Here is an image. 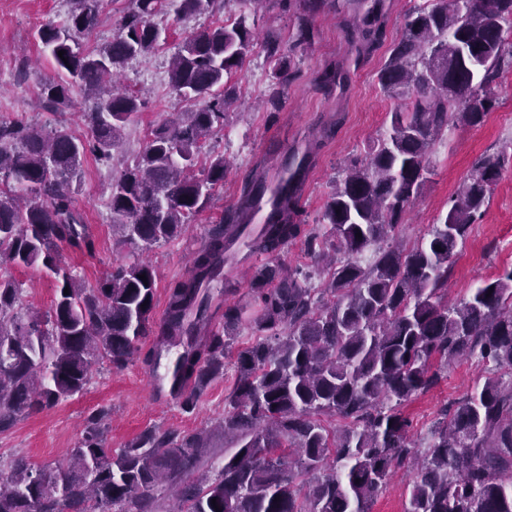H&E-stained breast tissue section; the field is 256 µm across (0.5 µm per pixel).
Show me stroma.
Listing matches in <instances>:
<instances>
[{
  "instance_id": "35a3bbf8",
  "label": "stroma",
  "mask_w": 512,
  "mask_h": 512,
  "mask_svg": "<svg viewBox=\"0 0 512 512\" xmlns=\"http://www.w3.org/2000/svg\"><path fill=\"white\" fill-rule=\"evenodd\" d=\"M389 3L382 47L369 60L349 65L347 81L333 95L319 89L317 78L326 65L347 63L350 56L342 20L335 14L315 18L313 41L309 48L295 54L297 74L284 87L285 103L280 110L262 104L269 71L261 50H254L247 58L234 79L241 89L236 113L227 127L215 132L206 143L207 151L230 162L224 185L180 238L155 248L149 255L157 274L154 320L163 317L169 284L187 276L192 258L206 242L212 225L225 210L237 206L245 178L274 172L289 151L318 136L322 125L335 123L334 137L321 145L304 184L302 203L308 223L313 224L345 161L366 158L398 106L396 99L383 92L378 72L389 46L401 38L405 15L413 6L412 0ZM68 10V0H0V120H21L46 131L63 125L77 137L86 136L80 92H73L69 106L56 112L46 110L39 97L40 84L55 78L56 71L49 51L38 39V31L46 25L63 26ZM237 11L235 0H229L225 11L214 15L179 19L164 12L155 16L154 22L162 31L157 48L129 61L120 71L118 83L140 94L142 105L127 125L120 146L113 151L112 161L102 164L93 155H86L81 179L73 190V205L91 226L96 254L89 257L67 246L61 249L63 261L78 266L87 285L96 286L110 272L113 262L126 260L129 255L128 249L113 244L108 207L113 176L139 154L151 128L172 121L186 107L169 84L172 55L192 32L234 19ZM496 151L504 154L501 175L484 216L472 226L454 258L448 280V299L452 302L469 296L483 280L512 266V72L501 78L497 102L481 124L454 123L446 141L437 146L431 180L404 215L400 238L403 247L417 243L430 224L446 213L472 163L481 154ZM0 278L22 283L24 306L43 313L51 309L56 282L44 268L2 263ZM482 374L475 361H458L437 389L408 402L404 411L413 421V438L423 436L439 408L470 391ZM155 380V374L138 361L120 372L106 367L95 370L83 393L1 433L0 465L18 453L37 465L63 461L80 440L85 417L101 405L112 409L107 433L112 449L123 447L152 426L188 431L211 427L223 415L224 397L232 385L231 377L217 380L196 412L186 414L172 401L156 397Z\"/></svg>"
}]
</instances>
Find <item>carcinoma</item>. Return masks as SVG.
I'll return each mask as SVG.
<instances>
[{"instance_id":"carcinoma-1","label":"carcinoma","mask_w":512,"mask_h":512,"mask_svg":"<svg viewBox=\"0 0 512 512\" xmlns=\"http://www.w3.org/2000/svg\"><path fill=\"white\" fill-rule=\"evenodd\" d=\"M236 2L237 19L192 33L169 69L179 95L212 101L152 129L112 180L114 243L138 257L96 286L62 262L59 247L95 256L72 184L87 152L112 160L141 106L117 86V71L159 44L158 13H215L225 0H132L112 41L93 49L83 39L98 25L100 0H69L64 28L38 32L57 71L41 98L55 112L79 89L89 139L63 126L46 133L0 122V261L41 265L57 281L52 309L42 314L22 306L20 283L0 280V433L82 393L99 365L122 371L139 359L150 369L179 347L169 396L185 413L234 365L216 427L227 445L224 463L211 464L210 437L155 426L112 450L110 411L100 407L63 463L37 466L17 456L0 469V512H370L400 470L411 476L404 512H512V267L448 304L453 258L489 203L503 155L473 162L452 206L420 242L407 251L388 245L422 194L451 122L477 125L494 107L500 79L512 71V0H468L463 10L453 0L414 5L378 74L400 104L368 163L351 159L334 181L321 221L305 223L301 197L332 125L272 180L244 185L240 205L211 229L189 275L167 288L156 322V273L140 256L177 239L224 185L222 156L197 176L189 171L202 142L227 125L237 99L229 80L255 46L271 71L265 102L277 110L316 15L344 18L357 64L385 37L386 0H281L298 13L289 45L276 29L256 41L248 21L256 20L258 0ZM343 76L331 64L319 87L329 93ZM242 236L251 251L268 254L299 240L309 263L255 270L243 301L238 259L227 249ZM461 359L484 367V381L444 403L411 442L402 406L439 387Z\"/></svg>"}]
</instances>
